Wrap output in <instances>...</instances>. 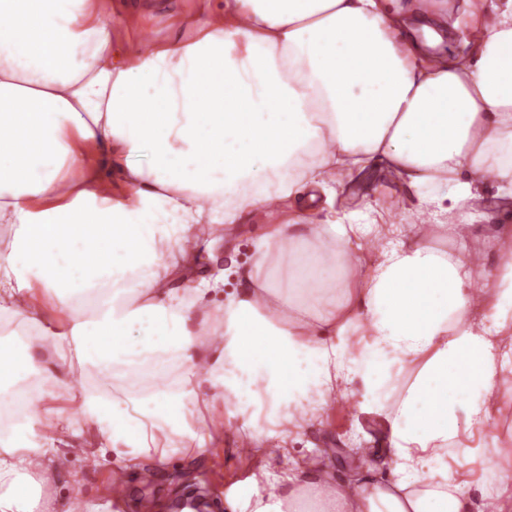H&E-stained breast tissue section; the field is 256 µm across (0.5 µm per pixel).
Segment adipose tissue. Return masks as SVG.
I'll return each mask as SVG.
<instances>
[{"label":"adipose tissue","mask_w":512,"mask_h":512,"mask_svg":"<svg viewBox=\"0 0 512 512\" xmlns=\"http://www.w3.org/2000/svg\"><path fill=\"white\" fill-rule=\"evenodd\" d=\"M466 7L459 67L404 46L382 0H200L193 40L148 49L113 40L112 0H0V512H34L29 468L56 454L35 427L38 336L74 351L122 469L203 450L185 402L205 387L259 451L347 399L380 421L390 478L303 462L261 472L231 512H473L448 462L498 447L492 415L512 406V225L467 211L490 182L512 197V0ZM373 163L416 193V223L333 209ZM299 197L326 205L298 215ZM271 204L252 286L228 295L198 369L197 304L219 282L168 283L200 225ZM40 292L64 330L39 319Z\"/></svg>","instance_id":"adipose-tissue-1"}]
</instances>
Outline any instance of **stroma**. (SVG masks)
Returning <instances> with one entry per match:
<instances>
[{"instance_id": "1", "label": "stroma", "mask_w": 512, "mask_h": 512, "mask_svg": "<svg viewBox=\"0 0 512 512\" xmlns=\"http://www.w3.org/2000/svg\"><path fill=\"white\" fill-rule=\"evenodd\" d=\"M196 7L197 0H112L119 22L117 35L134 38L143 34L162 42L181 32L183 20ZM375 198L381 199L394 223L412 222L413 208L396 184L394 174L379 167L369 168L346 182L336 206L359 217L366 202ZM272 219L267 211L249 213L243 217L239 231L215 243L212 251L202 250L196 256L193 278L207 279L226 269L231 272L223 291L207 294L199 305L200 311L209 316V330H216L224 320L226 294L248 288L255 243ZM34 347L44 366L58 378L57 383L48 385L42 410L51 417L64 415L70 421V431L58 446L66 467L44 461L31 467L34 478L42 482L45 512H62L70 502L77 503L78 512H141V502L146 498L155 512H167L173 499L193 490L208 496L211 512H229L226 495L237 492L260 470L282 473L291 468L293 461L318 455L323 448L340 451L330 461L329 472L334 478L346 481L359 471L382 475L388 472L384 465L388 449L382 429L369 418H354L346 401L332 404L323 426L305 430L287 458L248 452L245 435L222 426L223 401H200L189 403L188 408L194 413L198 430L208 437L204 451L195 457H175L160 469L144 463V470L152 474L151 483L141 484L138 473H129L126 494L114 498L112 456L100 451L85 415L63 388L64 381L80 374L79 361L72 354H59L48 339L35 340Z\"/></svg>"}]
</instances>
